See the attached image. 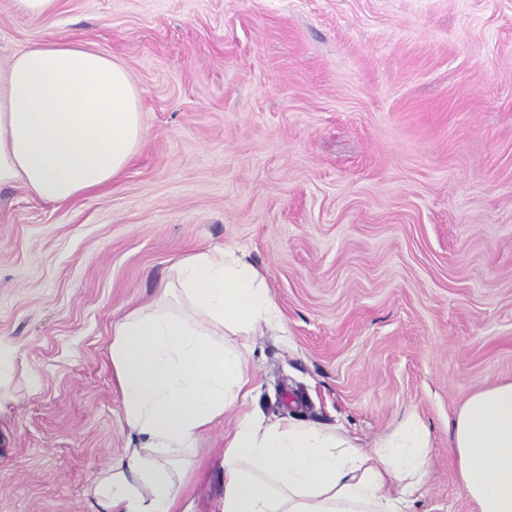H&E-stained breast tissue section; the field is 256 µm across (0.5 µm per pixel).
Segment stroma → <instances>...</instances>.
Listing matches in <instances>:
<instances>
[{
	"label": "stroma",
	"mask_w": 512,
	"mask_h": 512,
	"mask_svg": "<svg viewBox=\"0 0 512 512\" xmlns=\"http://www.w3.org/2000/svg\"><path fill=\"white\" fill-rule=\"evenodd\" d=\"M46 38L124 65L145 136L69 202L0 187V512H92L128 445L112 323L224 247L285 326L253 339L265 415L370 449L416 413L414 512H472L448 420L512 380V0H0V66ZM230 426L200 440L192 512L223 497ZM14 3L22 14L38 19L52 14L57 8L58 0H14Z\"/></svg>",
	"instance_id": "1"
}]
</instances>
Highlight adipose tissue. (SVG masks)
Instances as JSON below:
<instances>
[{"label": "adipose tissue", "instance_id": "obj_1", "mask_svg": "<svg viewBox=\"0 0 512 512\" xmlns=\"http://www.w3.org/2000/svg\"><path fill=\"white\" fill-rule=\"evenodd\" d=\"M143 138L136 88L105 53L47 41L0 67V186L72 200L118 178ZM283 328L242 250L177 258L156 298L112 324L129 444L94 485L95 512H182L188 456L228 416L220 512H412L431 454L417 415L367 450L343 428L270 421L251 408L249 338ZM448 437L474 512H512V381L472 391Z\"/></svg>", "mask_w": 512, "mask_h": 512}]
</instances>
